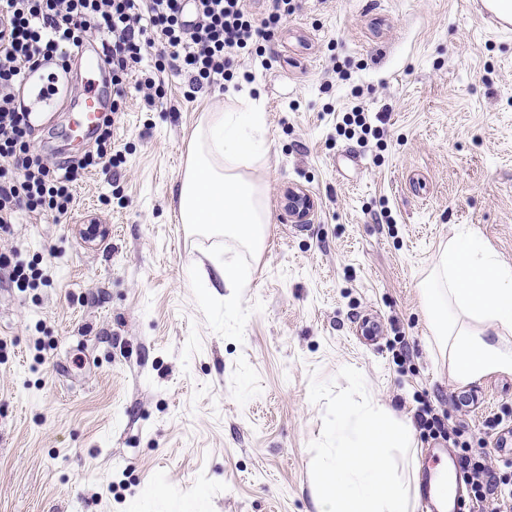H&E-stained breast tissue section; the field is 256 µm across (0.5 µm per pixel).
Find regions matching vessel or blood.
<instances>
[{"label":"vessel or blood","instance_id":"obj_1","mask_svg":"<svg viewBox=\"0 0 512 512\" xmlns=\"http://www.w3.org/2000/svg\"><path fill=\"white\" fill-rule=\"evenodd\" d=\"M471 8L495 30L512 31V15L500 14L496 0H470ZM105 49L103 43H81L70 59L51 57L26 71L16 90V101L26 114L29 129H36L48 112H71L73 124L82 138L96 132L105 112L112 104V94L102 86ZM82 66L86 82L82 93L73 90L74 68ZM439 457H432L422 471L421 503L423 512H442L443 502L433 493V484L439 479Z\"/></svg>","mask_w":512,"mask_h":512}]
</instances>
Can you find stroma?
<instances>
[{
  "mask_svg": "<svg viewBox=\"0 0 512 512\" xmlns=\"http://www.w3.org/2000/svg\"><path fill=\"white\" fill-rule=\"evenodd\" d=\"M293 5L270 69L241 62L267 125L248 168L268 186L261 253L176 222L190 136L230 99L187 100L169 72L153 107L128 87L124 162L85 174L66 219L0 230V253L45 274L22 293L0 273V512H316L309 385L345 387L346 366L396 417L426 402L476 438L493 416L512 427V372L455 382L417 288L461 230L512 264V33L469 0ZM356 105L385 117L363 142L336 130ZM72 119L56 113L38 149L83 156ZM92 219L98 244L79 234ZM234 253L249 288L200 287Z\"/></svg>",
  "mask_w": 512,
  "mask_h": 512,
  "instance_id": "stroma-1",
  "label": "stroma"
}]
</instances>
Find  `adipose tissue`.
Returning <instances> with one entry per match:
<instances>
[{"label":"adipose tissue","mask_w":512,"mask_h":512,"mask_svg":"<svg viewBox=\"0 0 512 512\" xmlns=\"http://www.w3.org/2000/svg\"><path fill=\"white\" fill-rule=\"evenodd\" d=\"M264 115L254 107L204 112L177 188L182 223L260 252L271 216L267 188L246 167L265 158ZM418 287L429 330L461 384L512 371V265L472 234L437 252Z\"/></svg>","instance_id":"adipose-tissue-1"}]
</instances>
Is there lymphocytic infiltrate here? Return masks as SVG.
<instances>
[{"label":"lymphocytic infiltrate","instance_id":"f902f5d3","mask_svg":"<svg viewBox=\"0 0 512 512\" xmlns=\"http://www.w3.org/2000/svg\"><path fill=\"white\" fill-rule=\"evenodd\" d=\"M292 12V0H271L261 15L246 0H0V229L25 211L67 216L83 170L122 164L114 115L122 110L125 82L133 74L146 104H153L162 79L143 66L151 49H158L174 74L185 76L189 93L220 88L238 74L250 79V72H237V57L263 56ZM90 29L102 34L107 48L113 114L99 129L93 151L74 161H50L30 143L15 90L27 67L45 56L66 57ZM417 417L432 438L458 448L470 502L481 512L498 489L485 449L472 447L463 427L449 426L447 415L430 404H422Z\"/></svg>","mask_w":512,"mask_h":512}]
</instances>
